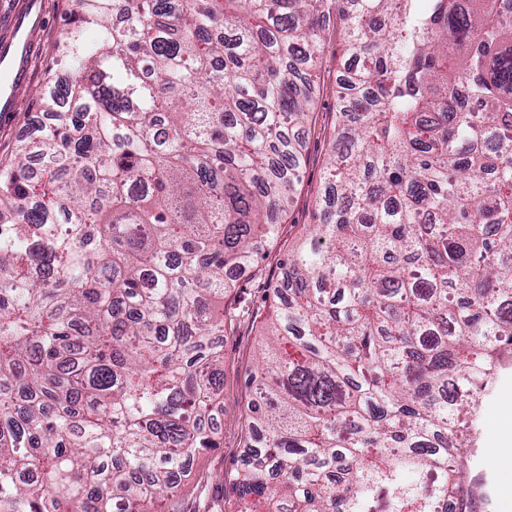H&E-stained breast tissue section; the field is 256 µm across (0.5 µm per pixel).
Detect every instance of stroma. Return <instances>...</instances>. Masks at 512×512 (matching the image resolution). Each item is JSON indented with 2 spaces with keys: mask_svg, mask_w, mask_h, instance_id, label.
Wrapping results in <instances>:
<instances>
[{
  "mask_svg": "<svg viewBox=\"0 0 512 512\" xmlns=\"http://www.w3.org/2000/svg\"><path fill=\"white\" fill-rule=\"evenodd\" d=\"M40 2L45 23L31 62L32 78L22 93L24 105L10 120L0 121L2 160L10 159L17 141L41 115V104L35 91L53 62L55 44L67 28L72 9V0ZM348 59L341 42L333 41L323 46L321 63L329 82L316 98L313 117L316 130L308 136V159L300 172L294 204L283 219L279 239L266 245L265 258L246 272L230 274L232 286L224 296V305L228 308L248 307L251 316L224 334V442L221 447L203 452L195 459L178 490L160 499V512H224L225 505L235 499L231 486L219 481L218 476L234 469L242 454L241 423L249 400L246 379L254 368L260 348L263 322L271 312L268 289L282 276L280 264L287 257L289 244L301 240L310 225L317 221L324 160L331 149L330 139L323 137L319 129L335 119L337 90ZM506 373V379L498 385L487 410L475 423L459 422L456 432L460 441L472 434L477 437L467 466L469 478H478L484 471L492 472L501 485L505 484L507 477L493 450L500 447L512 432V366Z\"/></svg>",
  "mask_w": 512,
  "mask_h": 512,
  "instance_id": "obj_1",
  "label": "stroma"
}]
</instances>
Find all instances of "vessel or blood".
I'll list each match as a JSON object with an SVG mask.
<instances>
[{"instance_id": "1", "label": "vessel or blood", "mask_w": 512, "mask_h": 512, "mask_svg": "<svg viewBox=\"0 0 512 512\" xmlns=\"http://www.w3.org/2000/svg\"><path fill=\"white\" fill-rule=\"evenodd\" d=\"M42 20L38 0H21L7 16L0 17V113L8 115L21 106Z\"/></svg>"}]
</instances>
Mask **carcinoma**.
Masks as SVG:
<instances>
[{
    "mask_svg": "<svg viewBox=\"0 0 512 512\" xmlns=\"http://www.w3.org/2000/svg\"><path fill=\"white\" fill-rule=\"evenodd\" d=\"M326 32L358 67L229 512H468L461 385L512 353L500 0H75L49 122L0 165V512H154L220 447L225 277L279 237Z\"/></svg>",
    "mask_w": 512,
    "mask_h": 512,
    "instance_id": "obj_1",
    "label": "carcinoma"
}]
</instances>
